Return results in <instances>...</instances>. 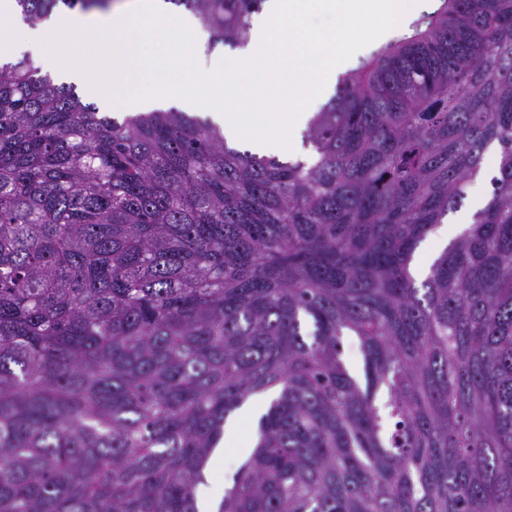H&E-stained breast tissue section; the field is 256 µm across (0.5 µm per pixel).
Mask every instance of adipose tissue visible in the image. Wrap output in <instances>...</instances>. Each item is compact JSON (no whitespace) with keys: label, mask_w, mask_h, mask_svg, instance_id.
<instances>
[{"label":"adipose tissue","mask_w":512,"mask_h":512,"mask_svg":"<svg viewBox=\"0 0 512 512\" xmlns=\"http://www.w3.org/2000/svg\"><path fill=\"white\" fill-rule=\"evenodd\" d=\"M312 6L332 18L331 27H305ZM422 9L421 0H265L246 44L227 55L212 47L197 16L171 0H121L105 14L66 11L33 25L15 12L14 0H0V31L8 38L0 54L30 55L41 71L62 72L101 105L119 101L129 113L173 106L200 112L220 126L228 142L287 157L298 153L300 134L337 69L367 42L383 43ZM76 35L92 42L107 37L108 46L66 60L64 49ZM485 203L482 190L473 189L469 208L427 235L410 263L414 279L425 275ZM264 409L249 401L225 423L224 444L214 449L211 465L223 463L229 445L235 465H242L256 436L241 435L240 422L257 420Z\"/></svg>","instance_id":"obj_1"}]
</instances>
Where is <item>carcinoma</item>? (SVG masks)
Wrapping results in <instances>:
<instances>
[{
  "label": "carcinoma",
  "mask_w": 512,
  "mask_h": 512,
  "mask_svg": "<svg viewBox=\"0 0 512 512\" xmlns=\"http://www.w3.org/2000/svg\"><path fill=\"white\" fill-rule=\"evenodd\" d=\"M172 2L239 46L264 0ZM442 2L339 80L307 161L0 65V512H198L270 391L218 512H512V0ZM491 145L486 206L416 285ZM264 402L258 403L255 400H250L240 410H238L224 425V441L222 444L213 450L210 459V465L216 466L224 462V451L227 450V460H229L234 450L229 448L230 445L235 444V458L233 471L238 470L242 463L253 453L256 445L255 436V423L259 415L264 411ZM249 419L252 422V430L247 436L240 434L239 425L241 420ZM225 447V448H224Z\"/></svg>",
  "instance_id": "carcinoma-1"
}]
</instances>
